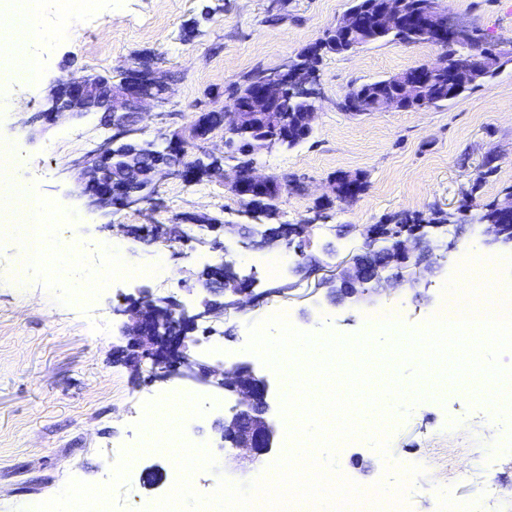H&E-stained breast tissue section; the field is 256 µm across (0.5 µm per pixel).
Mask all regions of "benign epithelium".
<instances>
[{"label": "benign epithelium", "instance_id": "7a95c632", "mask_svg": "<svg viewBox=\"0 0 512 512\" xmlns=\"http://www.w3.org/2000/svg\"><path fill=\"white\" fill-rule=\"evenodd\" d=\"M444 0H414V8L408 9L409 0H370L365 7L372 27L379 30H394L405 24L425 30L440 44H453L471 34L466 24L448 15ZM512 56V48L497 50L494 55L485 53L474 44L465 52L455 53L448 61L438 64L424 63L398 74L393 79L396 93L373 101L365 93L344 98L343 106L354 114L371 111L412 110L429 106L422 95L424 86L431 81L435 71H445L438 85L441 92L453 95L457 82L467 77H477L488 68L500 67L505 56ZM302 101L306 111L302 113L303 131L310 134L313 122L320 109L318 82L305 66L260 74L252 82V88L240 104H231L221 112L220 127L224 135L244 130L261 119L265 130L277 132L283 123L284 90ZM166 90L163 80L153 72L133 67L122 78L119 87L112 86L109 78L89 74L79 79H63L48 91L45 108L26 122H55L65 115H83L103 110L110 114L114 134L100 144L96 157L79 164L78 185L80 194L88 207L105 216L114 208H130L141 204L147 195L124 192V188L143 180L153 182L163 172L185 179L198 174L206 177L223 174L221 161L210 157L205 162L201 157L189 167L181 166L190 144L202 138L204 129L193 122L189 137L169 139L159 134L165 142L162 152L171 157L165 167L154 165L153 154L143 157L136 166L120 163L117 147L129 146V137L134 134V118L143 105L159 101ZM298 142L293 137L275 139L269 135L248 143L245 153L255 155L263 149L276 145L288 147ZM284 189L280 180L256 173L254 163L237 166L231 182L232 192L250 207H265V202L281 195ZM500 222L487 225L482 246L486 248L512 249V198L504 199L499 206ZM440 228L438 224H400L395 227L373 225L366 232L368 252L356 255L351 264L342 269L334 281L342 286L344 299L359 303L367 301L379 289L387 288L393 280H407L412 288H419L429 269L430 243L425 228ZM414 236L421 244L420 253L411 257L404 235ZM211 292L228 295L223 303L206 301L202 307L189 313L184 306L166 296H158L142 288L138 296L124 298L125 307L116 312L127 317L123 334L128 337L127 347L131 353L127 360L136 368L140 359L150 358L157 362L153 377L157 381H184L202 385L214 392H233L237 403L224 413L219 433L229 436L232 447L238 450L241 460L252 463L260 461L276 448L277 427L270 418V383L250 366H236L229 371L209 366L187 351L188 333L198 324L207 322L215 314L228 309L243 307L242 295L250 294L249 279L240 278L239 286L226 288L223 283L212 281L205 285Z\"/></svg>", "mask_w": 512, "mask_h": 512}]
</instances>
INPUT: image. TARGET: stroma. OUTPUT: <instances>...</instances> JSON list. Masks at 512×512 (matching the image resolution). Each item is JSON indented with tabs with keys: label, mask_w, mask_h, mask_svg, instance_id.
<instances>
[{
	"label": "stroma",
	"mask_w": 512,
	"mask_h": 512,
	"mask_svg": "<svg viewBox=\"0 0 512 512\" xmlns=\"http://www.w3.org/2000/svg\"><path fill=\"white\" fill-rule=\"evenodd\" d=\"M351 0H97L94 17L67 21L62 8L50 6L45 21L57 28L69 24L59 41L35 51L42 63L37 83L12 80L0 86V143L11 144L21 160L14 177L34 189L66 218L54 225L55 236L77 237L99 247L111 238L106 222L181 224L204 215L223 224L217 239L223 250L176 245L166 258L168 282L126 279L100 293L94 307L110 333L98 343L89 334V317L76 281L95 268L83 261L68 275L36 272L27 288L7 284L14 272L15 241L0 238V512H21L27 501L57 498L64 491L99 485L112 496V512H141L142 502L166 495L179 469L172 457L141 449L138 423L144 398L178 394L208 399L207 388L150 381V363L133 372L119 349L124 316L117 314L116 295L152 292L175 296L187 309L201 307L210 294L202 273L229 256L238 272L254 276L258 302L228 310L212 321V335L194 332L193 354L211 366L252 365L270 382L273 410H280V375L245 348L248 325L287 310L299 331L340 337L363 335L366 319L396 308L403 333L422 328L437 308L446 282L467 257L494 270L493 298L512 286V251H483L484 228L456 221L444 224L431 244L433 269L429 285L413 290L397 283L368 304L332 301L317 285L339 262L364 249L363 232L376 224H395L404 215L431 218L457 213L462 203L480 207L500 200L512 187V60L498 74L441 107L417 111L371 112L355 116L342 100L355 85L382 79L442 54L432 44H372L351 54H329L319 66L320 110L312 134L290 150L272 149L255 157L259 174L294 182L279 201L277 223L307 224L303 254L293 255L287 269L269 275L267 262L280 248L249 235L253 220L224 185L237 161L224 159L223 177L188 182L171 176L156 179L152 203L113 210L111 216L87 208L75 185V162L91 156L111 137L104 113L63 117L52 124H27L42 109L58 79L89 73L120 79L126 69L145 66L166 82L162 101L150 103L137 124L136 139L150 142L159 132L188 125L195 114L215 109L245 77L257 70L280 69L322 37L348 10ZM449 15L477 30L490 45L512 43V0H446ZM495 170L485 174L487 157ZM342 173L359 175L364 186L350 202L336 199L330 185ZM470 403L424 399L408 413L391 409L395 426L386 441L365 436L337 450L339 471L363 488L393 482L399 467L417 459L433 461L422 479L423 490L407 499L403 512H440L427 487L435 466L455 461L469 467L470 482L456 487L457 499L473 498L481 483L501 480L512 485V468L487 469L488 450L512 457V432L488 440L483 422L466 428L452 424L467 414ZM219 412L206 413L186 432L215 457L212 469L195 472L191 484L212 494L220 480L246 483L268 471L280 458L273 451L257 468H243L233 451L218 445ZM127 451L131 481L112 485L115 449Z\"/></svg>",
	"instance_id": "35a3bbf8"
}]
</instances>
